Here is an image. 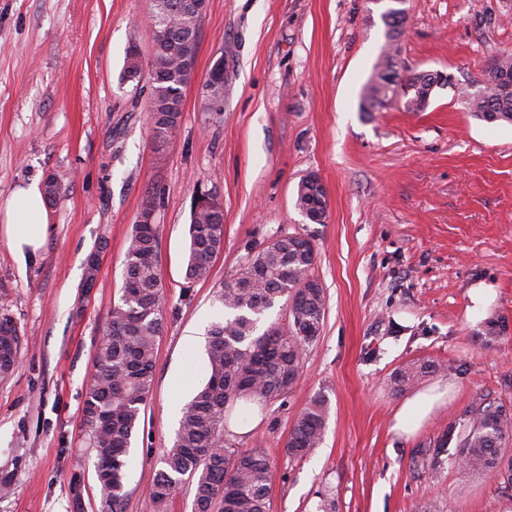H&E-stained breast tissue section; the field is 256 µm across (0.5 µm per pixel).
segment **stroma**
Listing matches in <instances>:
<instances>
[{"label": "stroma", "instance_id": "obj_1", "mask_svg": "<svg viewBox=\"0 0 512 512\" xmlns=\"http://www.w3.org/2000/svg\"><path fill=\"white\" fill-rule=\"evenodd\" d=\"M394 0H209L182 118L155 143L146 95L122 81L126 49L149 60L150 0H0V199L15 185L67 171L48 207L43 251L18 263L0 237V300L23 342L0 378V512H100L82 408L107 313L120 296L129 236L147 195L158 208L164 286L153 389L126 471L125 512H192L194 485L164 502L149 487L181 409L209 374L216 293L251 251L287 233L312 241L326 294L324 328L287 396L266 404L236 447L264 448L269 512H512L497 482L455 464L428 476L411 455L462 421L479 395L512 407V328L492 344L489 317L512 325V125L470 112L464 93L491 60L512 54V0H404L399 71L441 72L424 111L361 109L388 38ZM228 65L220 119L203 84ZM327 190V219L295 206L301 178ZM224 212V248L209 277L183 261L195 192ZM99 250L94 287L85 260ZM440 372L418 388L452 397L416 434H395L406 364ZM329 402L323 441L288 455L293 424L316 395ZM439 369L440 366L429 361L407 364L397 369L393 374L391 378L393 390L395 392H402L420 378L435 373Z\"/></svg>", "mask_w": 512, "mask_h": 512}]
</instances>
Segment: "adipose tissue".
Masks as SVG:
<instances>
[{
    "mask_svg": "<svg viewBox=\"0 0 512 512\" xmlns=\"http://www.w3.org/2000/svg\"><path fill=\"white\" fill-rule=\"evenodd\" d=\"M43 188L39 181L16 186L0 202V234L20 258L37 255L48 235L47 214L42 205ZM445 402L444 392L429 388L407 398L394 417L395 431L410 435Z\"/></svg>",
    "mask_w": 512,
    "mask_h": 512,
    "instance_id": "1",
    "label": "adipose tissue"
}]
</instances>
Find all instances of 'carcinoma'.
Listing matches in <instances>:
<instances>
[{
    "mask_svg": "<svg viewBox=\"0 0 512 512\" xmlns=\"http://www.w3.org/2000/svg\"><path fill=\"white\" fill-rule=\"evenodd\" d=\"M170 38L165 63L150 85L148 112L152 137L164 143L180 120L170 110L171 101L183 98L192 75L185 72L182 57L195 56L200 45L202 19L185 9L188 0H169ZM503 76L512 78V56H499L489 65L480 94L466 93L470 110L488 123L512 124V93L500 89ZM403 81L413 88L403 104L420 111L437 79L410 73ZM204 87L209 89L207 111L223 112L228 86L224 68L212 67ZM386 89L377 82L364 90L370 108L385 106ZM318 176L308 174L297 186V209L312 223L327 219V205ZM70 179L64 174L47 183L46 201L57 204L66 194ZM185 253V279L192 283L208 278L215 257L224 247V215L203 208L191 213ZM159 225L136 221L123 261V284L117 303L108 311L103 335L95 351V370L83 408L89 446L96 467L109 470L97 477L102 512H119L126 496L125 471L132 439L140 424L141 407L153 387L157 339L162 333L164 292L157 273ZM316 252L311 240L285 234L275 243L249 255L238 273L224 284L219 302L230 317L208 331L206 355L210 374L204 385L183 407L172 446L163 455L150 486L152 500L162 502L177 481L195 480L193 512H269L271 465L261 448L240 449L224 438L226 410L239 400L273 402L291 393L303 372L307 348L321 335L326 295L314 275ZM288 313L287 325L272 322L260 329L266 313L275 305ZM508 330L506 320L489 318L480 335L485 344ZM21 335L8 305L0 304V377L14 368ZM433 362H413L395 371L393 390L404 391L420 378L435 373ZM328 417L326 399L317 395L298 415L286 450L303 457L323 441ZM512 435V409L486 398H475L465 413L462 428L450 423L440 439L418 448L411 457L414 471L438 473L449 460L479 474H495L502 492L512 491V457L506 455V438ZM455 444L454 452L449 445Z\"/></svg>",
    "mask_w": 512,
    "mask_h": 512,
    "instance_id": "carcinoma-1",
    "label": "carcinoma"
}]
</instances>
